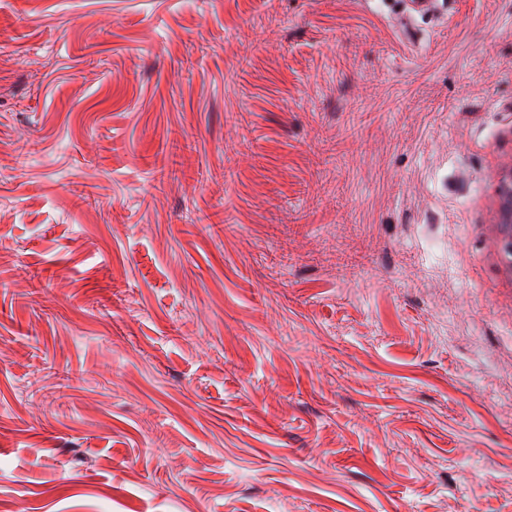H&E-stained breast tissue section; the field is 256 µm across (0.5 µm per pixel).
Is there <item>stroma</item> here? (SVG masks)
Masks as SVG:
<instances>
[{
  "instance_id": "35a3bbf8",
  "label": "stroma",
  "mask_w": 512,
  "mask_h": 512,
  "mask_svg": "<svg viewBox=\"0 0 512 512\" xmlns=\"http://www.w3.org/2000/svg\"><path fill=\"white\" fill-rule=\"evenodd\" d=\"M512 0H0V512H512ZM490 188L478 200L492 224L485 258L492 266L498 288L512 295V160L494 165Z\"/></svg>"
}]
</instances>
